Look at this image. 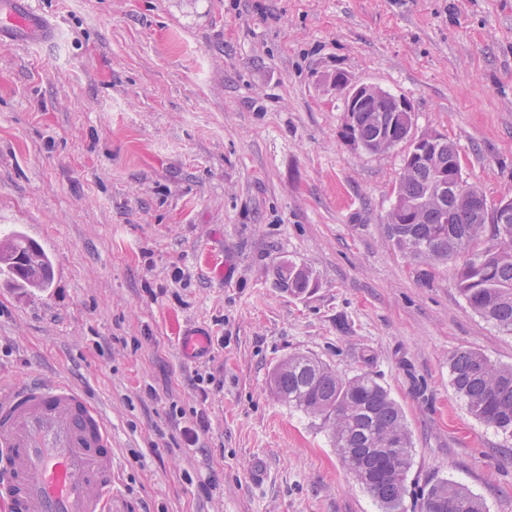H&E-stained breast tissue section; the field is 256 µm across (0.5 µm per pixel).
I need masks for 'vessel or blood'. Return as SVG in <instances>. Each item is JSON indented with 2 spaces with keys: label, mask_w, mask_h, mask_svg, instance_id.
I'll list each match as a JSON object with an SVG mask.
<instances>
[{
  "label": "vessel or blood",
  "mask_w": 512,
  "mask_h": 512,
  "mask_svg": "<svg viewBox=\"0 0 512 512\" xmlns=\"http://www.w3.org/2000/svg\"><path fill=\"white\" fill-rule=\"evenodd\" d=\"M60 37L31 0H0V45ZM0 498L13 512H111L112 433L87 395L39 373L0 382Z\"/></svg>",
  "instance_id": "1"
}]
</instances>
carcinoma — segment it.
Returning a JSON list of instances; mask_svg holds the SVG:
<instances>
[{"label":"carcinoma","instance_id":"1","mask_svg":"<svg viewBox=\"0 0 512 512\" xmlns=\"http://www.w3.org/2000/svg\"><path fill=\"white\" fill-rule=\"evenodd\" d=\"M344 95L346 136L369 152L408 144L403 174L389 212V238L418 263L424 280L430 270L456 263L460 295L478 316L512 335V197L490 205L483 192L463 179L460 148L448 138L413 136V115L400 111L402 98L380 90L352 104L348 80L336 74ZM52 260L36 242L17 233L0 240V272L22 288L45 290ZM282 292L308 291L310 270L292 262L277 268ZM456 393L480 422L512 435V367L498 366L474 350L450 358ZM270 386L290 408L321 417L332 445L357 482L384 509L402 512L412 442L401 409L371 375L342 378L319 359L293 354L271 373ZM420 512H485L464 486L440 481L422 495Z\"/></svg>","mask_w":512,"mask_h":512}]
</instances>
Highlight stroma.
I'll list each match as a JSON object with an SVG mask.
<instances>
[{"instance_id":"obj_1","label":"stroma","mask_w":512,"mask_h":512,"mask_svg":"<svg viewBox=\"0 0 512 512\" xmlns=\"http://www.w3.org/2000/svg\"><path fill=\"white\" fill-rule=\"evenodd\" d=\"M36 6L62 37L0 47V238L38 243L52 285L0 274V380L59 374L100 408L112 512H381L323 420L271 393L297 352L399 404L405 512L443 479L512 512V437L448 372L460 350L512 366V335L452 266L422 282L389 240L406 147L350 142L333 85L404 96L414 135L454 141L488 203L512 196V0ZM287 261L312 271L308 293L277 287Z\"/></svg>"}]
</instances>
